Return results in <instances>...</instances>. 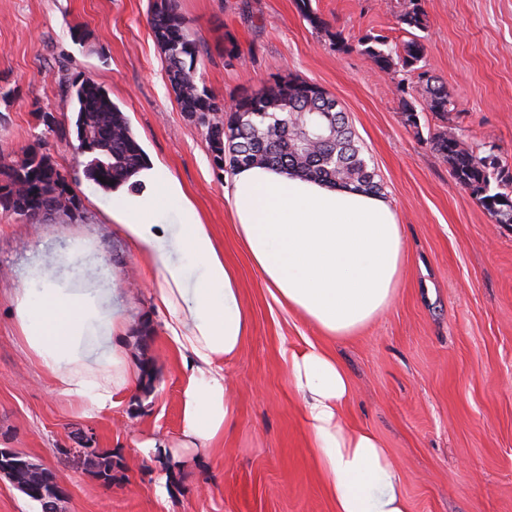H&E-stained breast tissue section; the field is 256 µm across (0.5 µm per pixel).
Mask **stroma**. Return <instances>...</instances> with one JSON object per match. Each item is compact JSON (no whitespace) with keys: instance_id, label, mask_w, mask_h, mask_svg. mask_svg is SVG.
<instances>
[{"instance_id":"obj_1","label":"stroma","mask_w":512,"mask_h":512,"mask_svg":"<svg viewBox=\"0 0 512 512\" xmlns=\"http://www.w3.org/2000/svg\"><path fill=\"white\" fill-rule=\"evenodd\" d=\"M402 2L312 0L323 21L316 28L296 0H179L206 46L199 72L208 92L229 106L288 75L324 89L403 227L394 301L357 333L329 338L277 304L241 249L224 196L229 180L169 86L149 24L153 0H0V166L41 145L83 205L80 220L41 224L0 210V448L56 471L69 490L63 512H335L283 357L310 342L344 367L345 419L387 449L410 512H512V224L497 223L456 184L427 142L440 118L422 111L408 126L395 81L358 46L367 34L409 40ZM423 6L425 64L448 87L451 123L467 147L512 169V0ZM64 76L109 90L146 158L188 188L238 273L250 328L225 366L236 422L208 451L179 446L184 361L148 286L155 269L107 224V197L84 174ZM46 114L64 133L47 127ZM82 238L93 241L130 319L117 344L133 365H153L152 392L136 389L97 414L54 391L9 301L31 264ZM149 438L164 439L166 452L145 458L137 444ZM87 444L119 456L111 484L63 454Z\"/></svg>"}]
</instances>
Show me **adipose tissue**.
I'll return each mask as SVG.
<instances>
[{"label": "adipose tissue", "mask_w": 512, "mask_h": 512, "mask_svg": "<svg viewBox=\"0 0 512 512\" xmlns=\"http://www.w3.org/2000/svg\"><path fill=\"white\" fill-rule=\"evenodd\" d=\"M142 191L112 192L107 221L156 270L151 282L166 335L185 358L181 392L186 447L211 448L236 419L224 365L250 325L235 270L185 187L159 162L138 174ZM239 242L284 309L326 336H350L393 301L404 238L391 202L354 186L330 187L272 168H242L225 193ZM175 223H164L167 214ZM56 258L29 270L11 296L17 331L56 391L91 413L112 410L132 388L127 329L116 289L62 288ZM335 512H409L401 476L370 432L349 429L347 374L325 348L287 354Z\"/></svg>", "instance_id": "obj_1"}]
</instances>
